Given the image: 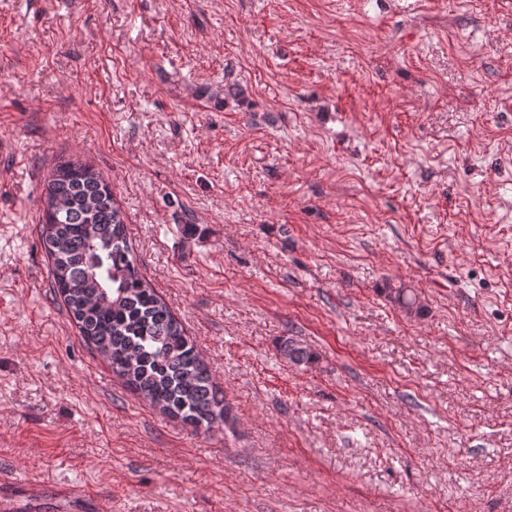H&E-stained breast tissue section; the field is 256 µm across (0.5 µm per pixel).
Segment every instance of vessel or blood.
Wrapping results in <instances>:
<instances>
[{"label":"vessel or blood","instance_id":"1","mask_svg":"<svg viewBox=\"0 0 512 512\" xmlns=\"http://www.w3.org/2000/svg\"><path fill=\"white\" fill-rule=\"evenodd\" d=\"M46 497L55 500L59 512H101L102 509L103 495L94 486L0 473V512H30Z\"/></svg>","mask_w":512,"mask_h":512}]
</instances>
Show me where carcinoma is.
Listing matches in <instances>:
<instances>
[{
    "label": "carcinoma",
    "mask_w": 512,
    "mask_h": 512,
    "mask_svg": "<svg viewBox=\"0 0 512 512\" xmlns=\"http://www.w3.org/2000/svg\"><path fill=\"white\" fill-rule=\"evenodd\" d=\"M52 288L84 341L136 396L198 430L223 422L224 391L213 382L182 323L143 276L112 187L92 167L60 161L50 172L41 219ZM408 315L424 306L409 288H388ZM280 353L296 366L316 354L293 338Z\"/></svg>",
    "instance_id": "obj_1"
}]
</instances>
